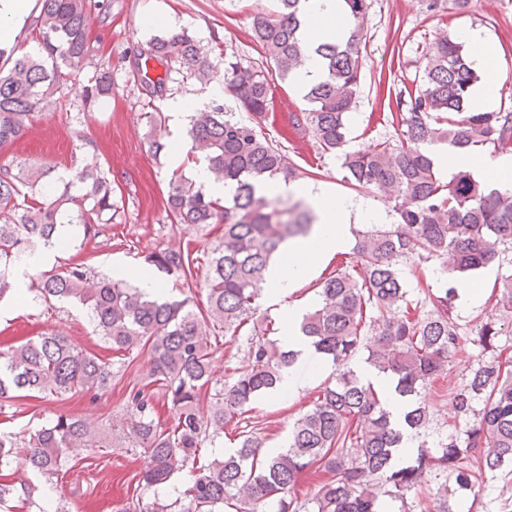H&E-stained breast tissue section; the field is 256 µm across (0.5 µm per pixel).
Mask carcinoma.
<instances>
[{
    "instance_id": "obj_1",
    "label": "carcinoma",
    "mask_w": 512,
    "mask_h": 512,
    "mask_svg": "<svg viewBox=\"0 0 512 512\" xmlns=\"http://www.w3.org/2000/svg\"><path fill=\"white\" fill-rule=\"evenodd\" d=\"M34 19L37 50L0 48V147L21 138L36 111L62 91L64 71L93 56L87 31L88 0H39ZM274 13L252 16V38L262 61L243 65L225 60V84L251 115L243 122L216 105L198 112L188 131L191 150L200 149L216 180L236 183L223 202L203 185L181 176L170 180L167 212L176 224H220L224 234L211 247L205 273L206 307L195 311L190 298L150 296L124 278L97 275L84 262L39 273L29 287L46 304L78 303L97 332L123 358L135 350L149 354L148 380L126 397V425L108 438L87 421L59 415L23 440L0 432V467L9 469L17 449L25 464L52 479L63 471L69 449L135 448L149 466L139 473L142 491L187 471L182 488L167 499L140 495L118 512H380L382 492L404 500L417 495L408 510L432 512L419 496L427 477H454L460 489L484 471L512 466V368L499 361L479 366L455 395L457 415L474 417L464 436L450 435L438 448H417L403 463L394 461L403 430L418 432L429 423L421 388L448 366L460 347L454 322L458 275L494 263L500 247H512V193L488 192L461 171L443 182L426 146L435 142L468 152L492 146L512 147V110L482 112L471 104L479 76L460 42L445 38L424 55L419 87L396 99L401 121L397 142L385 140L368 153L344 150L347 114L356 107L362 85L361 47L368 0H345L348 21L343 33L316 48L323 77L307 89L309 108L289 116L292 128L307 127L319 148L341 160L345 180L357 188L391 193L396 222L356 233L355 265L338 268L321 283V302L305 314L300 333L315 349L336 361V374L321 387L313 406L290 425L288 446L267 448L256 429L236 432L233 453L209 459L202 449L238 426L251 404L274 390L297 353L270 338L272 320L257 319L258 300L266 290L273 256L292 238L306 237L315 216L300 203L280 209L256 194L264 180L294 182L305 169L266 140L261 127L273 110L270 71L281 77L304 57L297 30L301 0H277ZM204 47L183 30L155 36L141 45L138 60L176 65L188 76L208 77ZM112 95V70L92 75L84 98ZM51 169L29 159L0 164V299L13 295L15 263L38 247H63L66 224H79L83 239H95L112 223V182L98 168L85 167L73 180L85 192L74 197L42 193ZM27 198L18 201L22 189ZM453 256L445 279L429 295L431 309L418 314L408 300L399 273L402 262L428 264ZM145 262L168 276L194 277L190 252L166 248ZM221 325L230 340L242 341L248 365L229 381L213 379L211 359L219 346L202 337L207 321ZM496 322L477 331L483 347H494ZM366 354L373 369L397 380L406 400L395 418L379 391L344 363ZM119 376L98 356L59 334H43L0 352V399L38 394L56 397L88 394L110 386ZM482 399L475 409L474 400ZM209 416H201V404ZM172 415L162 419L159 407ZM323 475L311 496L297 489L305 475Z\"/></svg>"
}]
</instances>
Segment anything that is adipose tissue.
Instances as JSON below:
<instances>
[{
	"label": "adipose tissue",
	"mask_w": 512,
	"mask_h": 512,
	"mask_svg": "<svg viewBox=\"0 0 512 512\" xmlns=\"http://www.w3.org/2000/svg\"><path fill=\"white\" fill-rule=\"evenodd\" d=\"M344 11V0H307L301 16L299 35L309 56L293 73L292 82L297 88L307 89L320 79L322 71L316 48L326 40L337 17L342 16ZM434 162L449 172L479 169L490 176L495 185L504 188L512 184V154L488 155L478 162L472 154L444 145L435 151ZM257 191L283 200L306 197L317 216L311 235L292 241L288 246L289 261L272 267L270 273L269 295L274 302L283 303L284 313L292 317L296 314V308L288 304V297L329 258L346 249L352 219L360 217L379 220L383 214L369 210L354 198L333 195L321 185L264 182L258 184Z\"/></svg>",
	"instance_id": "adipose-tissue-1"
}]
</instances>
